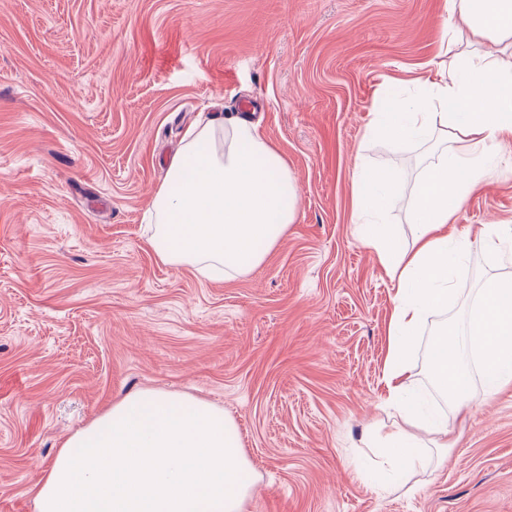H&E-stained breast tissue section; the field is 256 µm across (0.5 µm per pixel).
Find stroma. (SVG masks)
<instances>
[{
	"mask_svg": "<svg viewBox=\"0 0 512 512\" xmlns=\"http://www.w3.org/2000/svg\"><path fill=\"white\" fill-rule=\"evenodd\" d=\"M444 0H0V512L63 440L139 389L224 409L254 482L244 512H512V388L474 375L402 488L367 444L395 290L358 235L360 169L411 186L431 144L365 142L378 97L447 68ZM250 105L295 175L298 216L252 273L161 263L146 209L186 128ZM484 224L496 230L475 237ZM466 290L429 313L410 363L463 330L480 285L512 274V152L454 217Z\"/></svg>",
	"mask_w": 512,
	"mask_h": 512,
	"instance_id": "1",
	"label": "stroma"
}]
</instances>
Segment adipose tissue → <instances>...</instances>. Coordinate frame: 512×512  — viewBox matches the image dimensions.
Here are the masks:
<instances>
[{"label":"adipose tissue","instance_id":"obj_1","mask_svg":"<svg viewBox=\"0 0 512 512\" xmlns=\"http://www.w3.org/2000/svg\"><path fill=\"white\" fill-rule=\"evenodd\" d=\"M459 19L444 44L452 61L436 80H425L412 100L378 99L366 139L425 142L434 133L450 141L418 174L410 189V246H399L384 218L398 185L394 172L361 170L354 188L360 238L372 248L393 284L395 305L387 329L383 381L387 406L402 424L383 435L391 470L407 477L423 459L418 432L436 447L448 445V419L433 411L409 383L411 354L428 313L444 311L461 291L449 254L463 255L468 240L452 221L462 203L487 183L490 155L512 141V0H447ZM502 46L503 55L477 53L473 40ZM147 212L154 230L146 239L163 263H190L206 276L226 278L257 268L295 222L296 179L287 157L249 117H227L221 127L189 128ZM469 362L455 334L443 333L429 354L435 391L462 409L472 370L496 387L512 385V276L485 280L468 314Z\"/></svg>","mask_w":512,"mask_h":512}]
</instances>
